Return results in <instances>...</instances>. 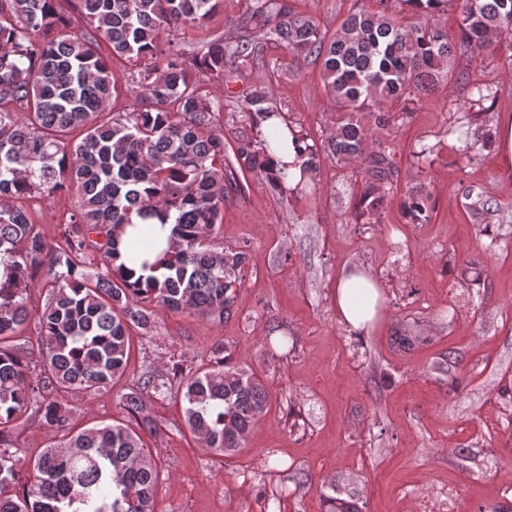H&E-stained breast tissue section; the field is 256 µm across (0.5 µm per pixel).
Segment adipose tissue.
Segmentation results:
<instances>
[{
    "mask_svg": "<svg viewBox=\"0 0 512 512\" xmlns=\"http://www.w3.org/2000/svg\"><path fill=\"white\" fill-rule=\"evenodd\" d=\"M274 126L280 129L274 159L287 165L288 184L296 186L303 176L306 157L296 148L291 130L283 126L281 119L274 117L260 123L264 131ZM170 230V225L155 220L147 224H128L123 227L121 238L127 246L141 244L143 258L152 263L167 248ZM383 302V289L371 272L351 270L338 278L335 291L336 313L350 332L366 333L379 325L382 321Z\"/></svg>",
    "mask_w": 512,
    "mask_h": 512,
    "instance_id": "1",
    "label": "adipose tissue"
}]
</instances>
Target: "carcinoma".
<instances>
[{
    "instance_id": "obj_1",
    "label": "carcinoma",
    "mask_w": 512,
    "mask_h": 512,
    "mask_svg": "<svg viewBox=\"0 0 512 512\" xmlns=\"http://www.w3.org/2000/svg\"><path fill=\"white\" fill-rule=\"evenodd\" d=\"M457 4V34L436 16ZM328 34L274 0H246L235 42L207 32L224 0H0V512H154L159 472L137 431L103 424L76 432L62 389L94 394L125 374L133 333L156 328L160 310L217 323L236 314L247 245L224 246V200L250 173L280 193L287 168L269 155L277 135L246 132L228 144L224 100L210 85L247 70H279L269 43L321 65L336 112L327 141L300 132L308 177L325 158L365 161L355 204L373 217L393 184V147L365 155L376 131L404 121L409 104L449 81L458 57L498 43L512 65V0H373ZM81 17L85 26L74 27ZM190 30L204 34L185 39ZM129 95L136 104L112 110ZM253 126L280 115L263 86L242 96ZM76 195L62 242L47 239L37 201ZM412 224L430 220L428 196L404 202ZM173 222L169 248L141 271L117 263L119 228ZM46 293L43 306L31 292ZM35 324L39 367L18 338ZM190 434L211 452H240L268 412L264 379L230 355L195 371L175 367L122 395L142 431L156 423L145 393L171 387ZM54 440L28 458L14 438L30 417ZM28 480H22V471Z\"/></svg>"
}]
</instances>
